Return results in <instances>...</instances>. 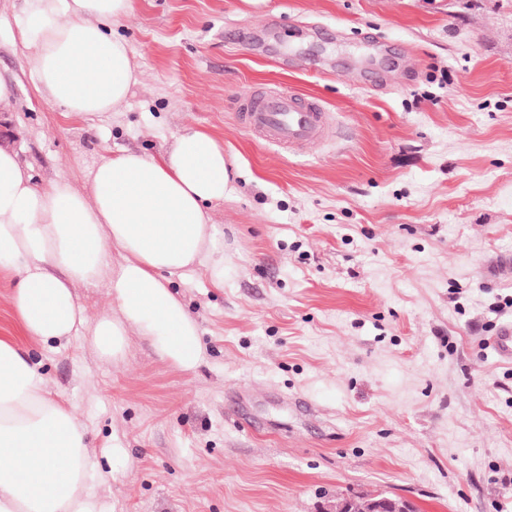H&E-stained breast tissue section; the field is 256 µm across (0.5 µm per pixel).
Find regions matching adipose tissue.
Wrapping results in <instances>:
<instances>
[{"instance_id": "ef3b65f1", "label": "adipose tissue", "mask_w": 512, "mask_h": 512, "mask_svg": "<svg viewBox=\"0 0 512 512\" xmlns=\"http://www.w3.org/2000/svg\"><path fill=\"white\" fill-rule=\"evenodd\" d=\"M133 0H28L17 28L47 100L76 116L119 113L141 73L112 28ZM223 144L186 128L157 153L102 158L86 183L37 186L0 148V269L17 278L13 322L0 329V512H107L97 487L120 482L85 425L54 398L29 345L84 334L100 359L122 360L131 336L171 367L204 358L199 325L174 280L198 271L224 285L211 206L229 196ZM110 290L94 313L79 290Z\"/></svg>"}]
</instances>
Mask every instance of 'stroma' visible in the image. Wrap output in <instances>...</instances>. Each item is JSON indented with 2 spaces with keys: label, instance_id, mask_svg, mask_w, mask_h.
<instances>
[{
  "label": "stroma",
  "instance_id": "stroma-1",
  "mask_svg": "<svg viewBox=\"0 0 512 512\" xmlns=\"http://www.w3.org/2000/svg\"><path fill=\"white\" fill-rule=\"evenodd\" d=\"M0 0L9 147L38 186L83 184L121 148L186 127L231 161L214 205L224 285L179 281L206 352L191 372L132 337L34 347L94 448L124 450L111 512H321L384 495L416 512H512V0H133L115 35L142 71L118 114L36 90ZM318 101L334 137L257 140L237 97Z\"/></svg>",
  "mask_w": 512,
  "mask_h": 512
}]
</instances>
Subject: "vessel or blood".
<instances>
[{
	"label": "vessel or blood",
	"mask_w": 512,
	"mask_h": 512,
	"mask_svg": "<svg viewBox=\"0 0 512 512\" xmlns=\"http://www.w3.org/2000/svg\"><path fill=\"white\" fill-rule=\"evenodd\" d=\"M238 103L248 130L278 147L302 150L325 137L327 112L295 92L254 93L239 98Z\"/></svg>",
	"instance_id": "obj_1"
}]
</instances>
